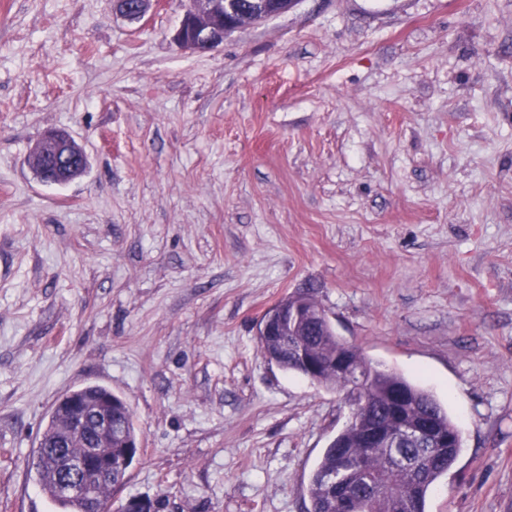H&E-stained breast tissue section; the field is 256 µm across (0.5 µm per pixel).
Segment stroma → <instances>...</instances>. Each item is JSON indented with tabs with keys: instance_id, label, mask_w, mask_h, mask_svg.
I'll use <instances>...</instances> for the list:
<instances>
[{
	"instance_id": "35a3bbf8",
	"label": "stroma",
	"mask_w": 512,
	"mask_h": 512,
	"mask_svg": "<svg viewBox=\"0 0 512 512\" xmlns=\"http://www.w3.org/2000/svg\"><path fill=\"white\" fill-rule=\"evenodd\" d=\"M188 6L0 0V512H54L32 457L86 385L142 441L113 507L307 512L350 409L257 324L308 288L458 425L427 512H512V0H298L206 53ZM116 11L130 21H140L148 13L152 0H114ZM30 165L43 183L62 186L86 173L89 158L69 132L48 129L37 142Z\"/></svg>"
}]
</instances>
